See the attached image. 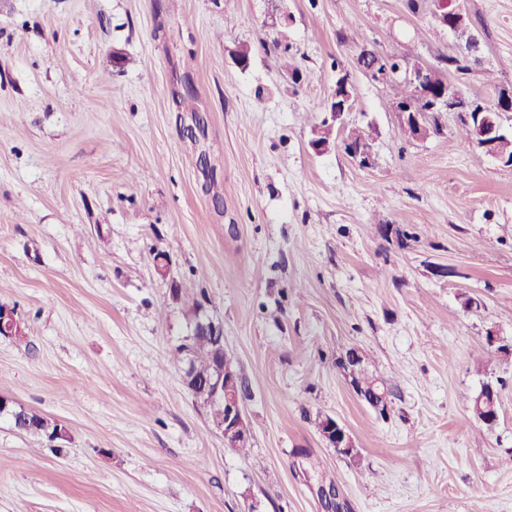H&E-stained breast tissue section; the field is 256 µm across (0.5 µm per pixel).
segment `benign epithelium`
Listing matches in <instances>:
<instances>
[{"label":"benign epithelium","instance_id":"obj_1","mask_svg":"<svg viewBox=\"0 0 512 512\" xmlns=\"http://www.w3.org/2000/svg\"><path fill=\"white\" fill-rule=\"evenodd\" d=\"M466 13L459 0H438L436 11L437 23L451 31L455 26L462 23ZM400 76L410 83L413 90V97L406 105L396 106V111L405 116L404 122H409L415 129V137L422 139L426 136L424 125L421 121V114L424 112H457L465 120L476 118L475 144L485 154L503 164L512 165V157L507 156L502 149L500 133L502 127L493 119V116L503 112L512 111V90L503 89L498 93L495 103L485 106L482 103L459 96L447 87L434 85L428 77V67L405 70L398 66L387 68L381 73L372 76V79L387 83L393 77ZM353 96V86L346 75L338 77L332 93L333 99L343 100L348 104ZM23 333L21 322L17 319L15 312L11 309L0 311V334L3 336H17ZM194 335L207 336L214 341L216 363L214 370L209 376L208 384L210 391V402L224 407V426L218 428L224 439L227 448H236L243 440L251 436L243 415V398L241 397L239 384L240 376L228 362L224 350V325L222 322L205 316L198 320V327ZM319 432L329 447L336 450L338 454H351L355 446L346 432L336 419L327 416Z\"/></svg>","mask_w":512,"mask_h":512}]
</instances>
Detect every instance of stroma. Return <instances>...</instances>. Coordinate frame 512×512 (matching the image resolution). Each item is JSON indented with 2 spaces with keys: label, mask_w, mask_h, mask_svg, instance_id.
Wrapping results in <instances>:
<instances>
[{
  "label": "stroma",
  "mask_w": 512,
  "mask_h": 512,
  "mask_svg": "<svg viewBox=\"0 0 512 512\" xmlns=\"http://www.w3.org/2000/svg\"><path fill=\"white\" fill-rule=\"evenodd\" d=\"M460 3L481 63L450 82L489 103L512 87V0ZM364 44L465 52L428 0H0V306L24 330L0 336V396L69 431L40 442L0 416V512H325L320 482L348 512H512V358L486 342H512V166L455 112L404 137ZM342 71L352 104L318 153ZM353 129L372 167L341 147ZM198 303L249 388L245 456L170 361ZM352 348L388 415L338 371ZM487 384L491 429L471 411ZM319 432L330 448H334L338 454H352L355 448L349 434L336 419L326 416Z\"/></svg>",
  "instance_id": "35a3bbf8"
}]
</instances>
